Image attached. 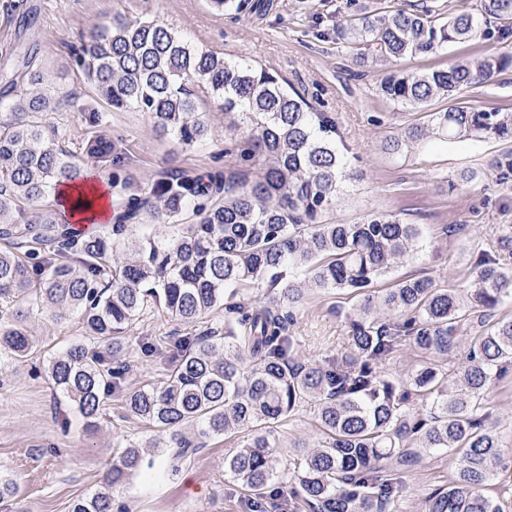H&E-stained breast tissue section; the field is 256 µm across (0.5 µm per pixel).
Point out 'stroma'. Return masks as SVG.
<instances>
[{
    "label": "stroma",
    "instance_id": "1",
    "mask_svg": "<svg viewBox=\"0 0 512 512\" xmlns=\"http://www.w3.org/2000/svg\"><path fill=\"white\" fill-rule=\"evenodd\" d=\"M372 0H273L262 17L248 12H220L209 0H0V103L10 104L25 81L11 83L8 73L18 58L31 60L32 70L48 77L53 104L42 119L63 146L83 156L89 171L105 175L112 189V213L120 215L125 188H148L167 178L193 179L219 173L227 180L255 176L263 158L243 164L220 101L200 93L209 133L191 147L177 144L159 131L150 114L115 110L100 98L77 61L80 41L113 15L136 22L156 18L187 34L194 45L224 56H246L278 73L318 111L335 121L349 158L350 178L344 194L323 219L354 224L369 214L392 215L420 225L417 253L380 276L375 289L391 287L404 277L431 276L444 288H463L470 281L475 253L496 246L500 225L512 224V174L493 169L494 159L512 153V142L489 139L415 147L404 155L388 153L390 136L423 122L426 112L456 102L479 110L512 113V68L468 86L453 100L432 101L415 110L386 98L375 69L359 66L332 31L334 17L356 13ZM512 52V38L497 31L449 46L444 54L407 58L406 71L447 67L460 58H482ZM99 141L112 145V159L88 157ZM476 172L466 186L460 173ZM360 302L350 290L309 291L294 310L289 327L293 356L304 363L326 364L351 348L353 308ZM228 315L218 309L191 325L153 308L140 313L123 332L120 359L125 366L122 390L107 397L100 429L87 431L76 421L44 370L48 357L81 338L77 318L53 321L34 313L32 331L38 350L28 360L0 368V474L14 478L18 493L0 502V512H71L77 498L101 488L113 462L124 449L153 438L164 465L154 478L132 477L113 489L112 512H311L290 499L295 457L282 458L281 494L251 508L244 490L224 470V458L235 440L208 438L196 454L175 458L169 433H160L127 413V391L162 381L163 361L141 349L142 343L169 345L180 336L207 332L223 335ZM485 403L500 437L502 453L512 458V371L491 380ZM455 465L447 454H428L403 477L396 512H417L435 489L445 486Z\"/></svg>",
    "mask_w": 512,
    "mask_h": 512
}]
</instances>
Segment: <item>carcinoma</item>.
<instances>
[{
    "label": "carcinoma",
    "mask_w": 512,
    "mask_h": 512,
    "mask_svg": "<svg viewBox=\"0 0 512 512\" xmlns=\"http://www.w3.org/2000/svg\"><path fill=\"white\" fill-rule=\"evenodd\" d=\"M495 23L512 35V0H475L448 15L425 0L410 9L385 6L333 23L336 38L365 63L428 56L476 37ZM86 74L114 108L149 113L164 134L193 146L208 133L192 87L223 101L225 114L246 125L237 141L242 160L265 158L254 180L229 185L164 179L128 195L126 218L139 230L112 225L80 238L54 210L28 215L15 201L38 204L52 190L82 180L80 157L64 149L39 121L52 91L38 72L31 88L0 120V366L34 354L28 325L34 308L60 322L76 314L92 344L76 342L49 359L46 370L88 429L99 424L106 397L122 389L115 365L118 334L150 306L190 324L234 298L241 288L266 283L264 305L225 324L222 336H185L173 349L147 346L169 362L160 385L125 397L127 412L160 431L193 428L204 438L242 434L243 444L224 459V470L254 495L273 493L280 477L274 426L304 403L313 405L321 437L293 444L295 487L314 512H389L403 474L422 454L446 451L456 459L448 486L429 494L419 512H508L494 494L508 469L492 412L483 403L492 377L512 366V319L495 310L512 302V225L498 230L497 249L474 262L466 291L439 288L429 277L399 282L373 295L374 281L415 250L420 231L395 217L370 214L357 224L322 222L346 178L347 154L336 141V123L313 111L303 95L254 61L220 57L153 20L130 24L115 16L82 49ZM512 67V55L458 61L443 69L383 73L382 93L421 108ZM512 140V113L450 105L387 142L403 150L433 141ZM192 213L180 233L159 238L153 224ZM305 278L286 277L288 270ZM310 288H348L364 294L352 321L353 358L325 366L293 362L288 315ZM410 340L424 353L460 355L448 371L431 363L406 385L376 370L394 345ZM140 446L125 449L105 477V488L76 500L72 512H112L109 489L145 467Z\"/></svg>",
    "instance_id": "obj_1"
}]
</instances>
